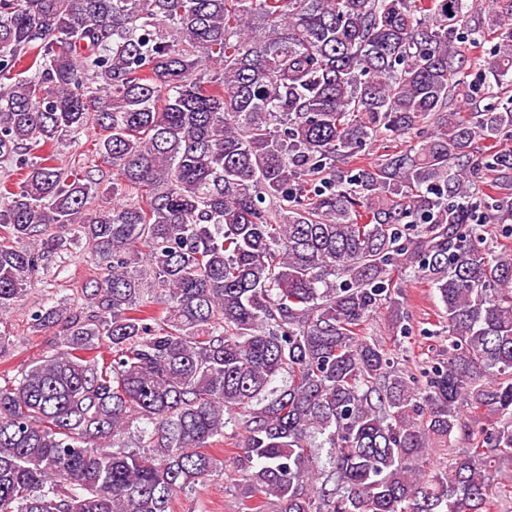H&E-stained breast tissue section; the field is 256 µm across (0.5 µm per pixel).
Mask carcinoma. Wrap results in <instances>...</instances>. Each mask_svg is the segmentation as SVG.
<instances>
[{
  "label": "carcinoma",
  "mask_w": 512,
  "mask_h": 512,
  "mask_svg": "<svg viewBox=\"0 0 512 512\" xmlns=\"http://www.w3.org/2000/svg\"><path fill=\"white\" fill-rule=\"evenodd\" d=\"M488 78L499 106L461 111ZM91 128L111 187L32 161ZM511 132L512 0H0V312L69 240L102 269L33 307L56 349L0 384V512H172L230 424L256 512H500ZM400 264L448 329L419 378L360 335L383 304L411 334Z\"/></svg>",
  "instance_id": "carcinoma-1"
}]
</instances>
